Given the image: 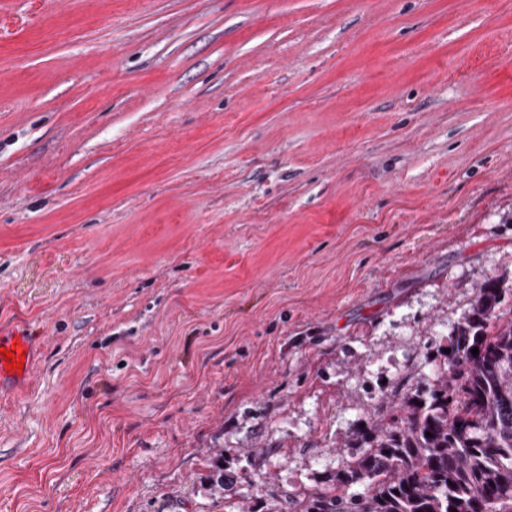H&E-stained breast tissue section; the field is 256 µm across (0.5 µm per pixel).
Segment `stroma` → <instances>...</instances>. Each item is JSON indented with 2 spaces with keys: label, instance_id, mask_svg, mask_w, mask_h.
<instances>
[{
  "label": "stroma",
  "instance_id": "stroma-1",
  "mask_svg": "<svg viewBox=\"0 0 512 512\" xmlns=\"http://www.w3.org/2000/svg\"><path fill=\"white\" fill-rule=\"evenodd\" d=\"M490 279L512 0H0V512L303 498ZM13 343H16V351H13L14 360L17 361L20 353L25 354V359L22 362L24 366L19 372L7 370L9 364L0 352V393L16 396L24 393L30 385L37 343L36 337L30 336L24 331L0 330V349L7 348L8 352L12 351Z\"/></svg>",
  "mask_w": 512,
  "mask_h": 512
}]
</instances>
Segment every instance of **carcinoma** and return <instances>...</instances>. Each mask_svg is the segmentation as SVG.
Instances as JSON below:
<instances>
[{
    "label": "carcinoma",
    "instance_id": "1",
    "mask_svg": "<svg viewBox=\"0 0 512 512\" xmlns=\"http://www.w3.org/2000/svg\"><path fill=\"white\" fill-rule=\"evenodd\" d=\"M503 305L500 281L481 284L436 383L356 430L348 445L360 453L325 486L264 512H512V307Z\"/></svg>",
    "mask_w": 512,
    "mask_h": 512
}]
</instances>
